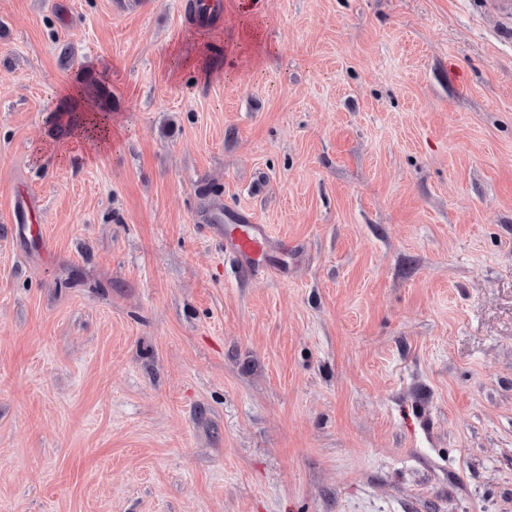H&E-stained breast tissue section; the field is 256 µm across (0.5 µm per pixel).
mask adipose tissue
I'll return each instance as SVG.
<instances>
[{
    "instance_id": "adipose-tissue-1",
    "label": "adipose tissue",
    "mask_w": 512,
    "mask_h": 512,
    "mask_svg": "<svg viewBox=\"0 0 512 512\" xmlns=\"http://www.w3.org/2000/svg\"><path fill=\"white\" fill-rule=\"evenodd\" d=\"M63 95L65 101L80 105L81 110L69 119L68 139L55 145L56 159L66 160L76 151L91 157L110 150L117 140V134L112 129L111 115L90 105L86 98L87 92L80 85L65 88Z\"/></svg>"
}]
</instances>
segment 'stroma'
Masks as SVG:
<instances>
[{
	"instance_id": "obj_1",
	"label": "stroma",
	"mask_w": 512,
	"mask_h": 512,
	"mask_svg": "<svg viewBox=\"0 0 512 512\" xmlns=\"http://www.w3.org/2000/svg\"><path fill=\"white\" fill-rule=\"evenodd\" d=\"M187 2L0 0V512H512V41L223 0L202 73ZM79 74L118 141L62 164ZM227 235L230 249L235 253L241 266L256 270L260 267V257L272 248L274 242L261 224H253L248 215L241 214Z\"/></svg>"
}]
</instances>
